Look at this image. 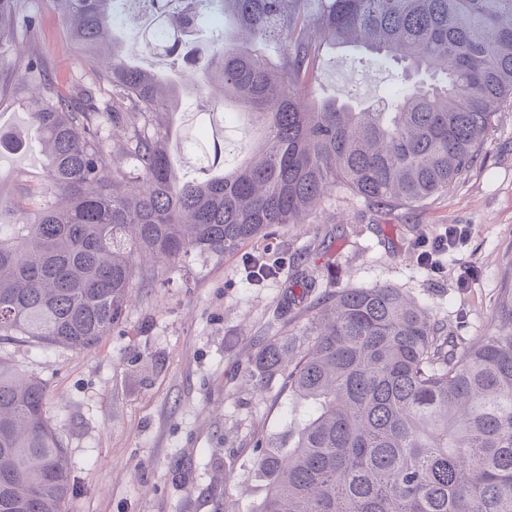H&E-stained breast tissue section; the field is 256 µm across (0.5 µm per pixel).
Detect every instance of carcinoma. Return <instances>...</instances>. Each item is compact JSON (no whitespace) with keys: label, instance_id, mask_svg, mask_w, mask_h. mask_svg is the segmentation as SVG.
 <instances>
[{"label":"carcinoma","instance_id":"carcinoma-1","mask_svg":"<svg viewBox=\"0 0 512 512\" xmlns=\"http://www.w3.org/2000/svg\"><path fill=\"white\" fill-rule=\"evenodd\" d=\"M112 2L50 0L112 102L90 87L63 93L26 59L46 185L0 225V336L90 350L120 321L144 254L172 267L194 250L230 252L336 189L381 210L422 204L473 166L512 99V0H222L233 31L168 85L102 41ZM145 2L146 48L177 53L199 15ZM38 24L26 0H0V55ZM326 46L424 78L383 105L317 101ZM212 81L260 130H244L248 157L221 175L222 137L209 150L171 143L164 120L182 90ZM105 123L123 133L117 151ZM193 150L207 179L182 183ZM276 378L311 414L288 447L253 443L267 485L258 512H512V298L490 335L461 346L397 288L344 289L300 335L258 346L247 382L262 392ZM47 399L46 383L0 356V512H63L72 493Z\"/></svg>","mask_w":512,"mask_h":512}]
</instances>
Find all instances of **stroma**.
I'll use <instances>...</instances> for the list:
<instances>
[{
  "label": "stroma",
  "instance_id": "1",
  "mask_svg": "<svg viewBox=\"0 0 512 512\" xmlns=\"http://www.w3.org/2000/svg\"><path fill=\"white\" fill-rule=\"evenodd\" d=\"M27 2L39 26L20 34L23 53L44 58L60 84L91 85L110 99L111 85L88 66L48 0ZM150 22L143 11L115 26L129 57L169 70L170 58L144 48ZM363 55L326 50L315 97L358 108L394 97L399 68L359 66ZM0 75L14 81L0 94V129L26 133L31 94L15 84L24 75L18 56H0ZM44 166L37 140L1 150L0 197L14 198L23 181L41 184ZM449 224L468 226L465 243L441 256V272L421 267L423 242ZM253 256L276 265V275L251 284ZM142 269L121 320L93 349L0 340V354L50 389L47 415L74 487L64 512H213L224 490L234 512H253L265 496L253 442L287 443L290 426L310 414L280 384L260 395L244 389L267 336L296 332L329 292L377 286L415 298L458 343L491 332L500 298L512 293V100L473 167L423 206L380 210L337 190L306 223L231 253L191 252L174 268L147 258Z\"/></svg>",
  "mask_w": 512,
  "mask_h": 512
}]
</instances>
